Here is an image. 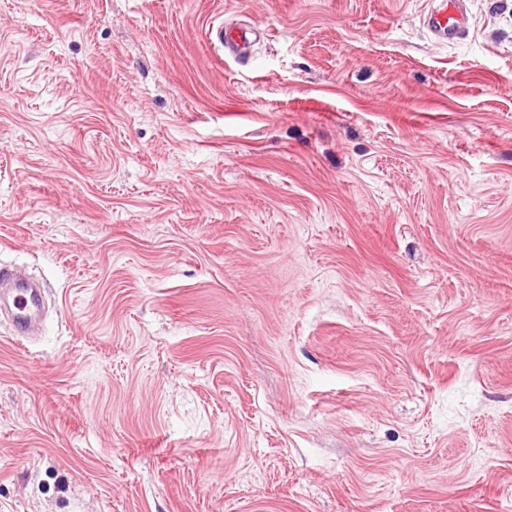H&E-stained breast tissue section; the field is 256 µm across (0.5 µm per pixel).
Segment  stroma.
<instances>
[{
  "label": "stroma",
  "mask_w": 512,
  "mask_h": 512,
  "mask_svg": "<svg viewBox=\"0 0 512 512\" xmlns=\"http://www.w3.org/2000/svg\"><path fill=\"white\" fill-rule=\"evenodd\" d=\"M430 7L0 0V512H512V0ZM467 0H434V6L424 16L423 23L431 36L440 43L452 44L469 34ZM256 37L254 28L220 26L216 29V42L225 53L245 58L249 55ZM1 285H9L8 294L13 311L12 322L17 335L29 336L34 316L40 305V293L28 280L17 277L11 270L0 271Z\"/></svg>",
  "instance_id": "1"
}]
</instances>
